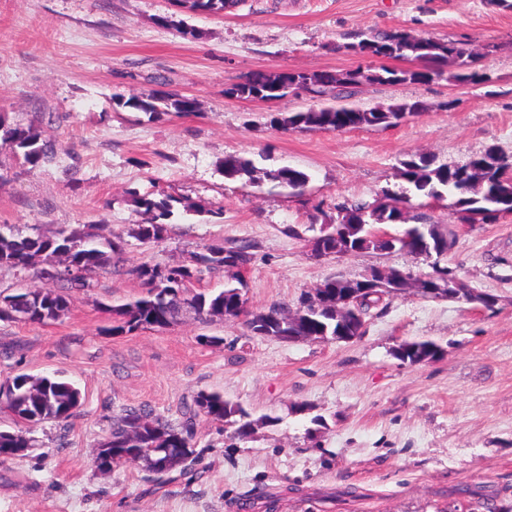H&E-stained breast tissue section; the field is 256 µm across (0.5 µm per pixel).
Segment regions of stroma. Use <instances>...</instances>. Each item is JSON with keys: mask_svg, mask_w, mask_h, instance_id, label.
Segmentation results:
<instances>
[{"mask_svg": "<svg viewBox=\"0 0 512 512\" xmlns=\"http://www.w3.org/2000/svg\"><path fill=\"white\" fill-rule=\"evenodd\" d=\"M394 29L468 41L485 81L361 85L351 105L423 109L395 126L336 132L273 123L331 96L225 93L256 70L370 66L343 44ZM147 90L191 98L196 110L156 118L112 106ZM0 113L37 122L57 148L31 168L0 142V225L106 236L140 223L133 189L199 207L175 215L161 243L127 238L119 272L97 271L90 287L71 290L58 320L0 321V383L58 372L83 395L70 419L29 428L26 456L0 463V512H493L512 503V213L468 224L447 202L415 196L412 213L453 230L448 255L311 254L338 206L405 190L398 169L410 154L448 165L491 146L512 155V9L496 0H241L202 14L176 0H0ZM228 157L310 180L299 192L246 184L225 177ZM218 240L252 244L241 277L254 312L296 308L325 279L375 266L417 276L445 268L498 303L398 295L350 342L281 341L218 316L113 333L111 306L143 293L133 268L175 266ZM426 339L441 358L395 357L400 343ZM202 391L250 411L252 436L201 416L186 467L160 478L98 467V444L122 408L145 405L177 423Z\"/></svg>", "mask_w": 512, "mask_h": 512, "instance_id": "obj_1", "label": "stroma"}]
</instances>
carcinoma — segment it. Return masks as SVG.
<instances>
[{"mask_svg": "<svg viewBox=\"0 0 512 512\" xmlns=\"http://www.w3.org/2000/svg\"><path fill=\"white\" fill-rule=\"evenodd\" d=\"M189 5L193 11L222 13L236 6L240 0H176ZM460 41H443L434 37L414 36L405 30L382 31L361 39L358 45L370 47L374 53L387 59H401L420 63L416 69H395L385 65L366 70L357 67L346 72L324 71L316 74L299 72H275L259 70L247 75L242 81L231 84L224 93L242 99L275 100L286 96L281 90L285 82L295 77L309 78L312 84L333 93V98H348L355 89L371 83H429L445 79L457 85L479 82L482 74L474 69L476 59L471 53L459 48ZM131 107L154 116L168 112L190 114L196 111L195 102L175 93L158 94L144 92L123 102ZM420 110L417 102L390 105L386 108L357 109L311 108L304 112H290L274 119V123L288 130H319L334 132L339 128L388 127L401 122L404 117L415 115ZM0 131L3 141L8 144L16 157L36 167L52 159L56 154L55 145L43 139L41 130L33 125H6L5 115L0 113ZM483 156L478 154L466 163L451 167L437 163L427 154H414L402 162L399 176L414 194L438 200H448V207L460 214L463 221L471 224L475 216L494 211L488 223L498 220L504 213L502 206L492 197L493 188L509 166L507 156L501 157V164L495 169L482 167ZM263 179L299 191L308 183V175L290 167L259 170L249 158L224 160V175L231 179H246L253 184L257 174ZM134 211L143 221L127 230V235L145 242L159 243L166 233L165 220L173 215L182 200L164 192L141 194L129 192ZM403 201V197L388 195L385 200L373 205L354 204L338 208V217L346 225L352 240L360 242V250H387L391 241L374 232V226L396 223L397 211L390 202ZM124 235L115 233L112 237H101L80 227L60 231L55 237L40 234L22 235L7 224L0 225V269L13 270L19 274L41 277L61 269L68 263L82 277L75 279L68 274L56 276L62 289L76 286L87 288L94 273L106 268H118L124 249ZM253 245L243 243L227 246L223 243L204 245L190 253L186 263L168 271L158 265L142 264L134 269L145 293L132 303L112 307L114 325L112 332L131 331L140 325H154L165 328L180 320L187 307L195 309L201 321L218 314L228 320L239 318L233 298L238 285L242 284L239 266L247 265L252 259ZM222 272L227 277L224 290L207 295L194 292L191 286L203 272ZM393 295L390 286L369 288L360 296L359 312L367 317L372 309L384 310L386 300ZM46 317L30 319L43 324L59 319L70 306V296L52 290L43 295ZM316 327L324 332L323 338L336 336V320L329 308L321 313ZM81 405V391L75 384L59 378L18 374L12 390L0 399V407L7 409L15 418H31L35 422H52L71 417ZM203 415L234 427V434L242 439L250 436L252 422L249 414L238 404L227 400L218 393H201L194 399V406L187 409L181 423L175 425L144 407L126 408L112 420V431L100 447L119 457H142L134 468L150 472L151 458L162 448H194V427L196 418ZM32 442L21 430L10 434L0 433V448H30Z\"/></svg>", "mask_w": 512, "mask_h": 512, "instance_id": "1", "label": "carcinoma"}]
</instances>
